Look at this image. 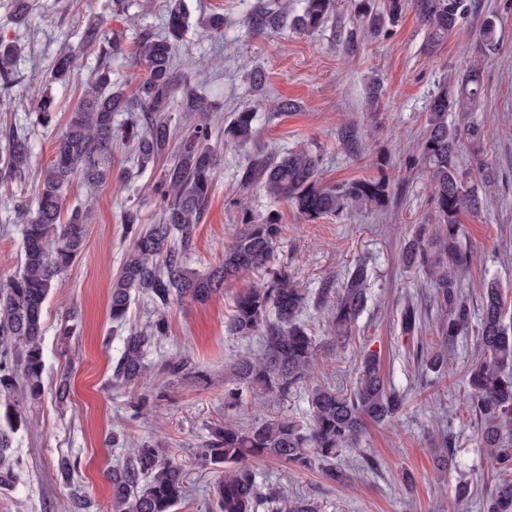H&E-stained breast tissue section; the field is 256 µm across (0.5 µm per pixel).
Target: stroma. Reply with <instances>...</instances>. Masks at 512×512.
<instances>
[{
    "instance_id": "1",
    "label": "stroma",
    "mask_w": 512,
    "mask_h": 512,
    "mask_svg": "<svg viewBox=\"0 0 512 512\" xmlns=\"http://www.w3.org/2000/svg\"><path fill=\"white\" fill-rule=\"evenodd\" d=\"M29 2L20 21L14 0H0V39L22 49L15 86L10 93L0 92V124L24 123L29 89L47 80L58 53L73 50L76 68L69 85L51 87L55 126L28 131L35 146L30 175L21 185L0 182V280L19 270L18 213L35 195L34 173L53 159L55 140L100 61L99 49L83 46L80 39L85 19L107 17L113 37L125 47L124 55L109 61L112 78L131 92L142 75L134 56L138 37L162 27L168 6L167 0H128L127 9L116 14L109 0ZM183 2L191 23L176 63L182 72L198 73L199 87L219 118L228 120L234 112L253 107L257 133L252 152L282 154L305 147L321 158L323 184L384 175L396 193L381 208L307 222L291 205L262 191L241 197L236 171L246 154L218 146L220 168L197 230L192 268L203 271L222 259L247 210L278 215L283 233L274 266L303 288L314 291L323 283H338L349 266L366 261L368 305L344 349L329 344L323 311L309 312L320 345L314 380L349 387L360 353L370 350L380 354L395 385L409 395L407 406L389 423L367 426L361 448L378 460L377 470H356L347 481L334 483L321 473L301 472L271 459L252 460V468L260 480L281 486L289 496L314 499L321 512H448L458 480L482 489L492 479L479 446L478 421L461 405L462 377L476 354L477 339L471 334L444 345L437 334L441 316L430 302L431 290L422 274L403 267L399 255L408 236L434 233L438 222L426 175L415 164L426 105L450 74L480 57L478 30L493 14L499 44L483 59L487 93L469 118L486 131L480 153L495 181L486 190V206L461 216L459 244L466 258L462 284L472 306L481 304L484 277L499 278L512 292V0H468L469 10L456 33L430 52L425 49L427 31L411 5L386 34L376 37L356 18L351 0H339L336 13L312 32L290 24L302 14V0ZM257 11L283 14L285 21L275 29L253 32L248 18ZM214 14L223 15V29L202 28L200 19ZM254 70L265 76L258 93L249 80ZM280 99L291 100L292 111H274L272 104ZM346 125L358 133L353 154L338 139ZM154 179L149 171L128 187L115 181L92 192L76 182L68 190V203L89 205L93 219L82 258L60 277L44 306V392L27 408L28 427L16 436L18 481L0 493V512H69L75 491L86 495L88 512H112L107 475L124 456L123 448L112 442L116 436L157 443L165 458L184 469L190 501L178 512H205L204 494L217 475L197 460L195 451L224 423V387L232 378L234 359L259 349L257 338L225 335L224 321L236 292L260 283L263 275H243L205 303L173 305L171 334L149 356L150 377L136 386L112 387L118 344L110 339V288L130 246L123 213L132 205L143 223L153 222L159 211L151 192ZM409 303L426 314L420 343L430 351L447 349L446 371L418 368L407 357L410 340L401 333L400 313ZM167 357L183 359L186 370L177 375L159 371ZM63 378L70 382V395L61 403L54 390ZM307 409L300 390L283 400L251 392L237 417L245 423L284 416L302 420ZM441 430L451 437L460 463L459 471L449 475L434 463ZM64 459L77 463L67 475L59 468Z\"/></svg>"
}]
</instances>
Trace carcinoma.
<instances>
[{
    "label": "carcinoma",
    "instance_id": "cac0c4a2",
    "mask_svg": "<svg viewBox=\"0 0 512 512\" xmlns=\"http://www.w3.org/2000/svg\"><path fill=\"white\" fill-rule=\"evenodd\" d=\"M358 17L379 35L401 16L406 0H354ZM428 31L427 46L434 48L449 38L468 11L467 0H415ZM337 10V0H305L294 19L304 31L324 26ZM107 18H88L83 43L99 45L101 59L84 85L80 102L70 113L56 140L55 156L37 172L33 207L23 213V256L19 274L0 283V490L15 484L17 460L12 448L16 434L26 424L24 404L39 399L44 390L45 362L42 340L43 307L57 278L71 268L86 246V226L91 208L66 204L68 189L79 179L90 188L112 182L113 144L120 143L133 157V166L117 173L128 184L147 169L160 168L152 191L159 200L157 222L140 224L138 211L126 209L124 224L131 237L130 250L112 278L110 316L115 327L126 331L112 364L117 387L138 384L151 367L147 354L152 345L168 336V309L185 300L206 302L242 275L263 271L267 278L235 295L232 313L224 321L229 336H257L261 350L245 353L234 364L236 384L224 390V407L243 404L244 393L262 390L286 397L310 379L317 365L318 345L310 328V308L327 312V326L337 348L352 339V326L368 301V268L358 262L348 269L336 288H320L315 295L282 270L271 268L282 235L274 213L247 214L238 232L224 249L221 262L201 273L190 267L198 225L207 211L217 174L218 155L213 138L245 148L256 135L257 113L245 108L226 125L211 119L206 98L176 71L178 44L188 20L177 0H170L163 33L145 32L135 49L145 77L128 94L112 82L107 60L124 52L121 42L108 36ZM497 21L485 18L479 28L482 52L496 49ZM20 47L0 41V86L15 85V63ZM74 57L64 52L55 59L48 83L65 85ZM485 95L482 59L475 60L451 86H443L428 105L426 129L420 145L419 164L432 188V202L439 222L435 232L416 233L405 241L404 266L421 273L432 288L431 298L445 319L437 331L448 343L468 333L472 310L458 283L462 261L458 248L460 216L484 207V190L491 173L473 152L469 167L459 163V151L468 142L476 148L485 138L483 127L448 123V112H469ZM31 126L48 128L54 122L50 93L32 91ZM183 112L185 128L172 125L173 109ZM120 112L133 117L120 123ZM7 145V161L0 167V181L22 178L30 168L31 146L11 124L0 128ZM320 158L308 149L283 155L253 154L237 174L244 194L262 189L278 201L291 204L306 221L338 216L352 207H367L387 200L392 193L386 179H363L327 187L319 178ZM146 297L153 319L143 328L126 326L133 298ZM507 298L494 280L484 282L477 329L478 351L464 374V406L479 421V444L497 475L485 493V512H512V327L505 323ZM407 336L422 334V311L407 304L400 314ZM417 360L432 370H442L446 354L428 357L416 346ZM306 387V386H304ZM308 417L302 423L279 418L240 425L225 421L197 449L198 460L220 469L210 490L209 512H320L307 497L288 498L274 487H263L248 466L252 458H272L301 470H318L327 479L342 483L346 468L336 459L359 445L367 424L390 421L407 404V393L387 379L380 357L362 355L357 377L349 389L329 384L306 387ZM113 512H174L188 496L180 464L162 457L161 450L143 442L129 449L124 461L109 474ZM477 489L465 481L454 487L457 504L469 503Z\"/></svg>",
    "mask_w": 512,
    "mask_h": 512
}]
</instances>
